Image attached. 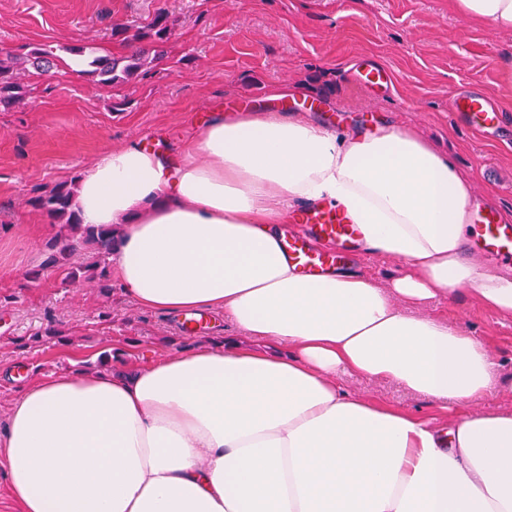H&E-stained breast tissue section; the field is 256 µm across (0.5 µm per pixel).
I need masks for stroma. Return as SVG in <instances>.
<instances>
[{
    "label": "stroma",
    "mask_w": 512,
    "mask_h": 512,
    "mask_svg": "<svg viewBox=\"0 0 512 512\" xmlns=\"http://www.w3.org/2000/svg\"><path fill=\"white\" fill-rule=\"evenodd\" d=\"M168 12L174 35L165 58L127 83L99 84L89 58L129 55L113 23L147 25ZM84 48L68 66L70 47ZM0 49L18 56L39 49L50 72H27L26 96L0 107V421L34 377L96 365L121 346L133 363L192 346L176 317L137 307L119 291L103 295L71 285L47 266L59 225L31 200L77 183L106 151L156 135L174 150L214 111L269 106L338 128L404 123L454 156L473 188V206L512 216V35H499L457 14L452 0H0ZM371 63L388 86L358 83ZM288 87L272 100V86ZM491 97L504 114L497 133L472 129L451 107L457 93ZM39 281H29L32 271ZM462 324L493 346V383L484 410H512V319L470 293L416 310ZM55 327L64 346L45 337ZM344 388L444 422L445 411L396 384L346 376Z\"/></svg>",
    "instance_id": "stroma-1"
}]
</instances>
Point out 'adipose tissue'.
<instances>
[{
  "label": "adipose tissue",
  "instance_id": "adipose-tissue-1",
  "mask_svg": "<svg viewBox=\"0 0 512 512\" xmlns=\"http://www.w3.org/2000/svg\"><path fill=\"white\" fill-rule=\"evenodd\" d=\"M512 33V0H454ZM472 191L454 160L397 125L338 134L279 112L219 113L177 152L141 141L79 178L82 223L118 224L124 297L221 313L238 337L93 374L30 382L0 427L18 512H512V411H480L493 348L416 306L472 292L512 317V274L464 256ZM344 211L388 287L303 275L277 225L294 203ZM396 382L447 423L346 392Z\"/></svg>",
  "mask_w": 512,
  "mask_h": 512
}]
</instances>
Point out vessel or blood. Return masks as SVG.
<instances>
[{
    "label": "vessel or blood",
    "instance_id": "vessel-or-blood-1",
    "mask_svg": "<svg viewBox=\"0 0 512 512\" xmlns=\"http://www.w3.org/2000/svg\"><path fill=\"white\" fill-rule=\"evenodd\" d=\"M478 129H498L503 114L488 97L461 93L452 102ZM295 232L285 235L282 247L297 268L316 275L335 268L355 243L358 229L347 215L335 208L305 205L295 210ZM475 244L493 260L512 264V221L502 218L493 207L477 212L473 219Z\"/></svg>",
    "mask_w": 512,
    "mask_h": 512
}]
</instances>
